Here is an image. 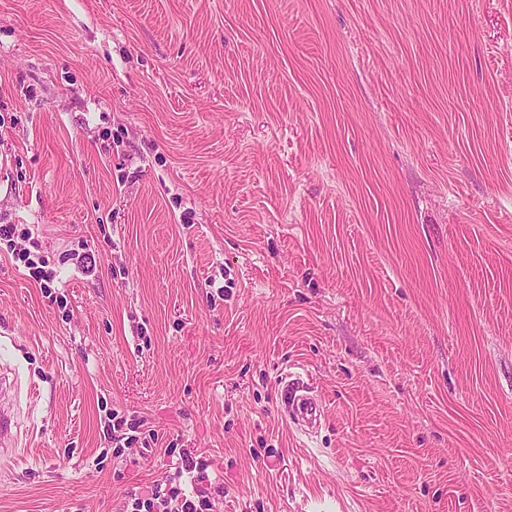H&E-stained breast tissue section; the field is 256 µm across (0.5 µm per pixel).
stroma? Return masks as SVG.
Returning a JSON list of instances; mask_svg holds the SVG:
<instances>
[{
	"instance_id": "stroma-1",
	"label": "stroma",
	"mask_w": 512,
	"mask_h": 512,
	"mask_svg": "<svg viewBox=\"0 0 512 512\" xmlns=\"http://www.w3.org/2000/svg\"><path fill=\"white\" fill-rule=\"evenodd\" d=\"M0 224V512H512V0H0ZM19 259H22L21 261L27 269V277L34 282H37L40 285H42V282L47 284L55 277L53 270L46 269L47 265L42 257L37 256L35 258H31V251L22 253ZM304 389L297 379H292L290 374H285L280 382V402L287 412L289 410L294 424L314 428L321 423L322 403ZM18 424L15 419L13 404L0 397V457L15 459L19 455ZM207 460L201 454L186 451L181 456V466L176 472V477H166L163 483L157 481L153 485L140 488L131 494V512H140L145 507V512H153L156 500H161L164 506L162 512H210L213 511L211 499V483H208ZM186 475L190 480L191 491L182 484L180 478ZM206 486L203 487V484ZM165 487L162 489V486ZM211 495V497L209 496Z\"/></svg>"
}]
</instances>
